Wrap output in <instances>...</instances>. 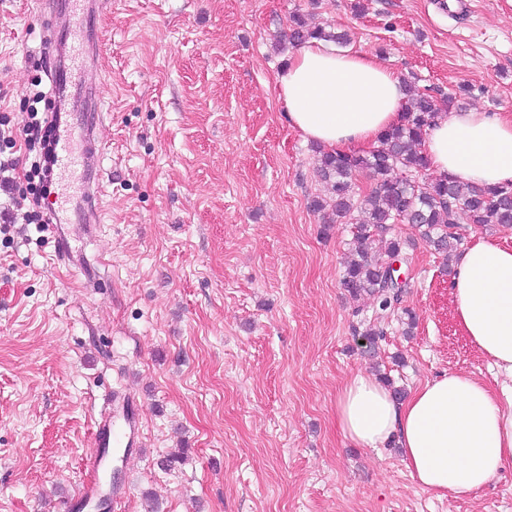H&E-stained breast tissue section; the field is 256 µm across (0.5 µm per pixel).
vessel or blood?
Instances as JSON below:
<instances>
[{"label":"vessel or blood","mask_w":512,"mask_h":512,"mask_svg":"<svg viewBox=\"0 0 512 512\" xmlns=\"http://www.w3.org/2000/svg\"><path fill=\"white\" fill-rule=\"evenodd\" d=\"M108 0H41V8L51 21L44 43L59 52L61 63L51 73L54 93L65 101L72 115L85 118L79 135L62 130L55 145L57 166L67 175V186L50 208L52 219L66 213L72 196H79V219L85 225L98 223L101 211L102 174L96 169L101 146L95 129L103 113L99 92L88 89L84 74L98 54L101 40L99 21ZM140 437L138 418L125 395L112 396L110 413L96 425L94 448L127 452Z\"/></svg>","instance_id":"1"}]
</instances>
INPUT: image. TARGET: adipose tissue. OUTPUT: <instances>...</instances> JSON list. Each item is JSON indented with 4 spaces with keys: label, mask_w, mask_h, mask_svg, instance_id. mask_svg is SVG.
Segmentation results:
<instances>
[{
    "label": "adipose tissue",
    "mask_w": 512,
    "mask_h": 512,
    "mask_svg": "<svg viewBox=\"0 0 512 512\" xmlns=\"http://www.w3.org/2000/svg\"><path fill=\"white\" fill-rule=\"evenodd\" d=\"M275 91L291 126L339 151L376 145L405 103L401 78L376 57L317 40L290 53ZM424 149L435 173L482 188L512 182V117L441 113ZM448 288L460 326L495 369L492 384L450 372L398 402L359 372L336 397L344 438L361 448L397 441L412 477L439 498L475 494L512 468V247L467 246Z\"/></svg>",
    "instance_id": "obj_1"
}]
</instances>
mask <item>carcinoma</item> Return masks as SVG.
Wrapping results in <instances>:
<instances>
[{
    "mask_svg": "<svg viewBox=\"0 0 512 512\" xmlns=\"http://www.w3.org/2000/svg\"><path fill=\"white\" fill-rule=\"evenodd\" d=\"M288 39L299 45L311 40L330 41L344 46L345 32L310 27L302 15L289 17ZM407 104L400 122L386 129L366 154L320 150L317 174L330 186L331 196L315 198L310 207L327 212L329 222L346 221L356 225L354 257L345 266L342 286L353 297L368 294L376 300L378 316L399 309L408 284L398 282L388 259L403 256L409 241L392 235L395 224L414 225L420 238L446 257L460 240L456 228L468 224H512V184L493 188H472L446 175L421 180L429 169L424 151L425 138L442 109L451 110V97L437 100L429 93L406 87ZM368 172L373 186L360 192L357 174ZM353 335L375 345L384 329L360 320L352 326Z\"/></svg>",
    "mask_w": 512,
    "mask_h": 512,
    "instance_id": "obj_1",
    "label": "carcinoma"
}]
</instances>
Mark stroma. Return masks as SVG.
I'll use <instances>...</instances> for the list:
<instances>
[{
  "mask_svg": "<svg viewBox=\"0 0 512 512\" xmlns=\"http://www.w3.org/2000/svg\"><path fill=\"white\" fill-rule=\"evenodd\" d=\"M355 2L112 0L86 74L106 112L100 222L0 233V512H59L94 481L115 391L143 432L122 512H512L511 468L439 499L394 446L343 438L336 394L356 372L410 392L444 372L489 383L492 367L408 224L394 227L416 241L402 309L366 353L353 312L372 299L341 284L354 228L310 208L316 153L274 87L297 12L420 90L512 115V0ZM43 30L34 0H0V113L31 107ZM61 231L101 283L57 259Z\"/></svg>",
  "mask_w": 512,
  "mask_h": 512,
  "instance_id": "obj_1",
  "label": "stroma"
}]
</instances>
